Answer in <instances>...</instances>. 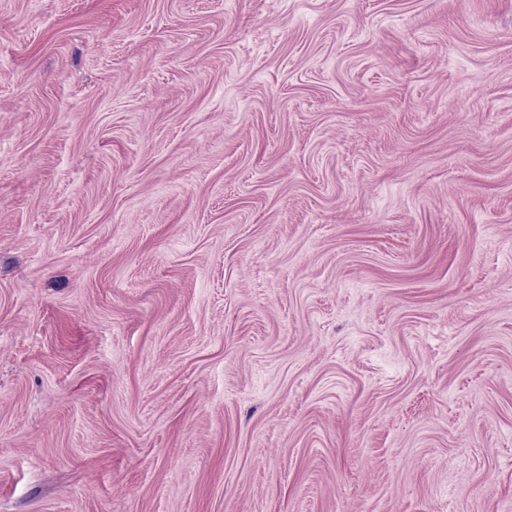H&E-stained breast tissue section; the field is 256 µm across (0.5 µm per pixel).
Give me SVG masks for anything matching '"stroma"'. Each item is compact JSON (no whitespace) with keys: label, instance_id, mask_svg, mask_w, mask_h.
I'll return each mask as SVG.
<instances>
[{"label":"stroma","instance_id":"1","mask_svg":"<svg viewBox=\"0 0 512 512\" xmlns=\"http://www.w3.org/2000/svg\"><path fill=\"white\" fill-rule=\"evenodd\" d=\"M0 512H512V0H0Z\"/></svg>","mask_w":512,"mask_h":512}]
</instances>
